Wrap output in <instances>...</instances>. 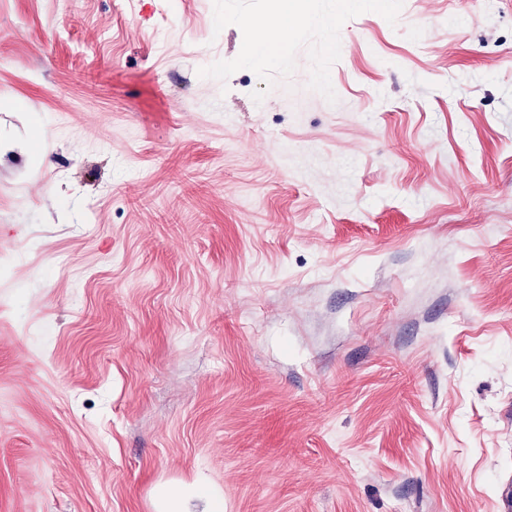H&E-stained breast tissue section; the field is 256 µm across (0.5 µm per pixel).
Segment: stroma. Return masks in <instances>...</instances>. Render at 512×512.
<instances>
[{
	"label": "stroma",
	"mask_w": 512,
	"mask_h": 512,
	"mask_svg": "<svg viewBox=\"0 0 512 512\" xmlns=\"http://www.w3.org/2000/svg\"><path fill=\"white\" fill-rule=\"evenodd\" d=\"M213 11L0 0V512H498L512 0L348 20L333 104Z\"/></svg>",
	"instance_id": "obj_1"
}]
</instances>
